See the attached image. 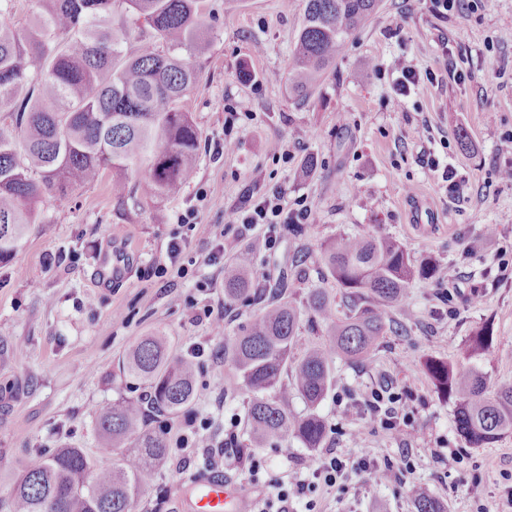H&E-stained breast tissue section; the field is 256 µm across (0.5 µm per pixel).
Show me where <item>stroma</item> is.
Here are the masks:
<instances>
[{
  "label": "stroma",
  "mask_w": 512,
  "mask_h": 512,
  "mask_svg": "<svg viewBox=\"0 0 512 512\" xmlns=\"http://www.w3.org/2000/svg\"><path fill=\"white\" fill-rule=\"evenodd\" d=\"M202 9L208 42L198 57L199 81L182 103L201 132L194 180L178 196L155 199L138 176L117 186L103 175L47 202L18 252L0 262V512H8L21 472L56 449L95 454L96 412L148 391L124 377L119 362L156 329L174 337L179 353L193 345L205 353L196 360L191 409L148 422L172 449L160 487L142 497L137 512H192L178 492L203 473L236 483L257 508L269 484L311 467L316 454L294 440L285 455L255 449L253 461L264 464L259 474L241 459L249 397L224 393L233 374L224 340L280 282L300 293L321 286L340 295L318 260L322 244L341 233L393 237L418 257L453 266L456 277L415 281L411 320L384 337L372 363H335V384L320 406L330 425L327 447L349 461L363 449L380 461L408 462L411 474L402 484H377L350 472L357 493L321 490L317 512H412L420 489L447 512H512V434L485 448L466 447L453 400L425 368L431 358L467 366L464 350L485 325L495 342L512 348V182L500 177L512 154L498 149L512 134V40L503 37L512 30V0H464L446 19L431 0H382L305 101L288 83L305 0H203ZM403 59L423 76L435 73L436 82L423 79L400 95L395 80ZM458 65L466 72L459 84L451 77ZM224 140L231 150L214 158V143ZM277 146L287 159L275 156ZM431 157L455 170L456 196L428 166ZM275 186L289 199H306L311 215L303 235L279 226L269 250L265 225L233 224L229 214ZM190 210L196 218L186 228L179 218ZM487 224L496 225L495 236L484 235ZM177 234L188 237L195 280L153 274ZM219 242L228 259L238 248L254 250L261 292L225 305L224 266L206 260ZM108 250L121 252L125 265L102 289L96 279ZM58 253L63 261L52 262ZM301 255L310 269L302 284L293 266ZM446 295L452 305L443 304ZM206 308L223 312V329L202 318ZM381 387L403 395L411 420L398 430L381 427L360 400ZM194 418L208 420L206 434L215 441L234 431L230 461L209 465L202 449L174 447L176 432Z\"/></svg>",
  "instance_id": "obj_1"
}]
</instances>
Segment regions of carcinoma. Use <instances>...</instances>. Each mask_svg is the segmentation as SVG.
<instances>
[{
	"label": "carcinoma",
	"instance_id": "1",
	"mask_svg": "<svg viewBox=\"0 0 512 512\" xmlns=\"http://www.w3.org/2000/svg\"><path fill=\"white\" fill-rule=\"evenodd\" d=\"M203 0H38L28 27L15 30L0 8V260L21 246L40 204L64 198L104 171L118 181L134 173L153 198L178 194L196 175L200 131L182 102L199 80ZM379 0H305L304 21L289 72L291 90L311 96L342 55L349 37L370 20ZM343 289L344 316L326 288H312L304 306L280 286L243 324L224 357L234 369L224 392L249 395L246 429L255 445L288 454L293 439L312 451L330 426L318 407L334 384L333 364H365L389 331L403 326L411 282L444 279V271L384 235H340L320 255ZM254 255L239 250L224 272V300L252 296ZM327 327L312 343L300 334L303 313ZM162 332L140 337L123 372L148 387L146 400H121L95 420L97 456L58 448L17 478L11 512H136L159 485L169 448L145 428L150 417H176L194 399L196 363L172 353ZM468 359L507 356L491 329L477 331ZM427 371L456 406V429L468 448H485L512 433V384L490 390L487 374L430 359ZM307 405L288 408L291 396ZM120 448L125 453H117ZM412 512H446L425 490Z\"/></svg>",
	"mask_w": 512,
	"mask_h": 512
}]
</instances>
